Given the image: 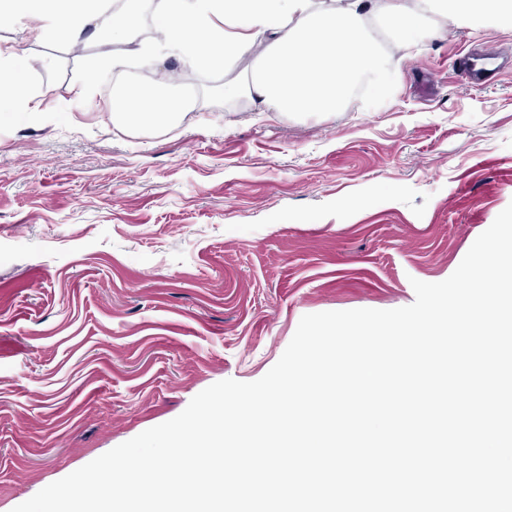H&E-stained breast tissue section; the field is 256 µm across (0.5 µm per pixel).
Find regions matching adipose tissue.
<instances>
[{
	"label": "adipose tissue",
	"instance_id": "1",
	"mask_svg": "<svg viewBox=\"0 0 512 512\" xmlns=\"http://www.w3.org/2000/svg\"><path fill=\"white\" fill-rule=\"evenodd\" d=\"M143 0H0V21L26 20L40 43L77 40L85 30L112 44H137L146 63L167 56L183 65L221 70L242 55L255 56L250 93L269 112H332L354 87L384 95L399 73L369 35L375 19L396 42L420 36V18L459 27L486 19L512 31V0H156L158 44H138ZM28 66L13 51H0V116L40 114L27 90ZM194 107L177 84L153 98L133 86L112 98L119 124L178 126Z\"/></svg>",
	"mask_w": 512,
	"mask_h": 512
}]
</instances>
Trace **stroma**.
<instances>
[{
  "mask_svg": "<svg viewBox=\"0 0 512 512\" xmlns=\"http://www.w3.org/2000/svg\"><path fill=\"white\" fill-rule=\"evenodd\" d=\"M422 33L383 36L400 80L333 112L263 111L250 55L180 67L198 105L159 130L112 122L96 64L141 69L127 46L0 24L45 114L0 119V512L210 385L260 379L302 316L404 307L411 279L456 270L512 203V66L474 85L460 62L512 53V32Z\"/></svg>",
  "mask_w": 512,
  "mask_h": 512,
  "instance_id": "obj_1",
  "label": "stroma"
}]
</instances>
